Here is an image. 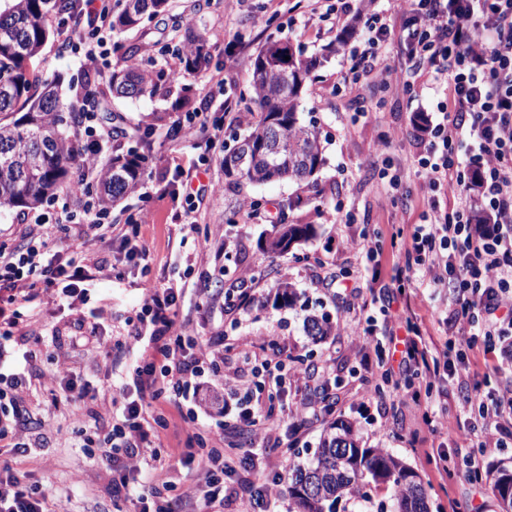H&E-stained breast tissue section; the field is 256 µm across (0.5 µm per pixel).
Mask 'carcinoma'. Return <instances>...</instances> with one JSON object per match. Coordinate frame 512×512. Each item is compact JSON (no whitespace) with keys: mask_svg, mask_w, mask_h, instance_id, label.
<instances>
[{"mask_svg":"<svg viewBox=\"0 0 512 512\" xmlns=\"http://www.w3.org/2000/svg\"><path fill=\"white\" fill-rule=\"evenodd\" d=\"M169 0H121L112 14V30L123 33L140 26L144 17L168 12ZM71 11V0H5L0 9V207L36 209L60 192L77 189L71 169L81 153L68 135L79 123L83 106L112 96L140 98L156 93L152 72L138 63L139 47L118 45L126 65L106 81L87 78L72 100L61 95V81H44L32 60L54 35L46 24L50 9ZM183 59L188 70L201 71L211 59L207 38L192 36ZM328 55H306L289 40L268 41L250 61L251 91L259 105L241 142L252 145L248 163L235 165L232 149L222 160L224 175L251 183L272 180L314 185L324 158L317 127L298 118L300 99L312 74ZM143 137L135 147L112 156L101 166L98 199L114 207L143 178L152 155ZM314 235L311 224H274L261 239L267 254H281ZM306 335L320 340L334 334L325 315L304 318ZM492 480L502 512H512V469L504 466L475 474ZM290 495L295 512H336L346 499L371 501V491L384 486L393 512H428L425 490L417 473L383 448H368L356 425L338 419L323 429L314 458L288 466Z\"/></svg>","mask_w":512,"mask_h":512,"instance_id":"1","label":"carcinoma"}]
</instances>
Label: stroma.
Returning <instances> with one entry per match:
<instances>
[{"instance_id":"35a3bbf8","label":"stroma","mask_w":512,"mask_h":512,"mask_svg":"<svg viewBox=\"0 0 512 512\" xmlns=\"http://www.w3.org/2000/svg\"><path fill=\"white\" fill-rule=\"evenodd\" d=\"M310 0H170L167 14L144 20L137 31L116 34L119 42L141 46L140 62L150 71L168 72L174 63L173 50L186 40L189 32H205L210 46L208 70L183 72L178 83L162 80L157 95L137 99H108L103 110L111 111L113 135L107 154H116L132 143L136 129L152 126L150 137L153 161L144 174L150 185L168 187L167 197L154 195L138 199L127 197L111 208L114 224L126 233H137L145 254L129 256L121 242L106 244L96 256L101 266L89 283L86 302L66 306L51 300L48 292L38 291L21 312L34 335L41 342L35 346L32 367L37 374L52 376L60 364L76 369L89 393L81 403L87 414L86 428L94 430L100 416L111 407L113 359L103 349H89L87 336H124L137 326L141 308L143 281L172 284L182 288L178 299L179 316L191 321L198 335L223 337L226 364L236 363L240 350L237 337L249 339L250 350L258 357L278 360L287 353L290 364L325 367L329 390L336 400L333 418L356 423L369 446L384 448L404 459L418 474L427 497L429 512H448L449 503L467 506L469 500L483 502L485 512H501L488 481H469L456 470H437L432 459L438 445L447 453L462 458L472 450L473 439L460 434L449 440L434 436L425 423L422 408L407 406L391 399L366 402L369 389L379 385L378 376L360 366L364 345L343 333L315 341L306 336L305 315L327 314L332 322L344 319H375L377 332L389 324L378 309L347 311L346 303L336 293L335 281L353 278L360 283L377 280L389 284L392 267L401 262L400 247L393 235L397 229L422 223L425 190L421 179L407 175L404 189L407 199L390 202L382 190L373 166L374 145L389 131L400 130V138L391 140L387 155L398 160L414 153L416 130L414 115H434L443 95L437 84L419 79L414 92L371 88L365 83L347 84L343 75L352 47L361 45L364 23L345 43H338V30L328 23L309 20ZM282 38L303 46L307 54L322 52L330 43H338L336 53L312 76L303 94L298 117L315 121L321 136L325 164L317 175L315 188L283 181L262 184L224 175L221 159L245 134L242 126L230 125L227 110L257 111L249 92V63L268 38ZM46 79L61 77L64 86L80 89L90 75L80 54L61 50L58 40H50L34 62ZM220 75L213 83L211 75ZM190 96L207 120L200 138L218 133L219 138L206 158L209 176L218 187L220 200L203 211L198 224L187 227L174 223L175 211L186 207L178 197L180 179L176 165H189L201 158L190 144H176L170 133L176 121L184 119L177 102ZM319 191V206L289 207L296 196ZM257 201L270 209L276 220L287 224H310L314 236L279 256L264 253L258 245L268 232V225L251 221L240 205ZM352 213L351 222L340 220L341 212ZM370 233L376 235L380 251L368 261L346 246L347 241ZM211 237L224 241L221 257L201 255L197 242ZM251 268L258 276L250 285L256 302L250 311L231 317L221 310L200 307V291H219L237 285L241 269ZM295 284L299 299L293 307L275 305L277 284L281 280ZM416 323L435 342H443L444 327L439 313L449 303L447 291L416 286L410 291ZM470 384L483 390L496 388L512 378L501 350L486 349L475 342L466 352ZM31 412L29 434L33 447L26 456H13L7 440H0V462H10L27 474L29 482L39 483L58 498L65 512H123V500L112 494L114 473L109 464L89 455L71 433L68 415L74 403L64 389L48 391L32 383L25 395ZM197 400L161 403L157 413L165 420L159 430L162 453L180 454L187 450L188 439L183 418ZM321 423L305 424L280 436L278 448L269 453L272 464L287 468L289 462L311 459L317 449Z\"/></svg>"}]
</instances>
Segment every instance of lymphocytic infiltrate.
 I'll return each mask as SVG.
<instances>
[{
	"mask_svg": "<svg viewBox=\"0 0 512 512\" xmlns=\"http://www.w3.org/2000/svg\"><path fill=\"white\" fill-rule=\"evenodd\" d=\"M401 19L393 28L389 19L372 15L365 48L352 55L348 72L353 80L372 79L381 86L412 90L419 78L442 87V119L417 145V165L429 191L425 221L416 225L402 244L408 259L394 280L406 287L420 278L434 288L455 294L445 318L448 338L443 348L430 347L411 316L401 314L406 336L399 355H365L363 368L391 381V396L417 400V392L392 381L396 367L412 366L439 381L459 378L466 370L462 348L472 337H484L488 347L512 338V0H392ZM109 0H74L73 11L57 24L61 45L80 46L88 68L99 69L108 56L112 33ZM407 44L410 64L395 68L383 56L393 36ZM481 186V202L494 215L490 224H472L466 193L467 180ZM74 215L61 205L53 218L35 216L24 249L0 248V285L7 305L0 307V359L9 347L23 348L32 339L20 319L19 306L36 285H45L58 300L82 299L90 280L86 264L54 249L52 228L69 224ZM123 231L96 209L84 206L82 248L93 253L98 245L122 237ZM177 288L146 285L138 315L139 329L111 338L92 337L99 348L122 349L141 342L153 344L163 366L144 361L121 376L112 397V428L104 438V458L119 477L116 489L127 488L130 476L143 477L134 492L140 512H224V495L238 474V460H250L256 445L267 444L282 423L291 428L319 419L323 409L307 400H282L280 366L253 361L223 366L224 353L208 339L193 337L190 322L179 321ZM30 360V353L22 355ZM221 377L225 390L237 394V420L249 428L254 445L234 459L224 449L223 426L212 427L197 415L185 419L189 440L208 437V452L187 455L195 463L198 486L171 497L170 473L177 458L161 459L156 441L162 421L155 407L183 393L204 373ZM460 415L477 411L481 426L475 431L479 447L504 448L512 443V388L502 391L461 389ZM59 504L41 486L25 484L15 469L0 463V512H58Z\"/></svg>",
	"mask_w": 512,
	"mask_h": 512,
	"instance_id": "obj_1",
	"label": "lymphocytic infiltrate"
}]
</instances>
